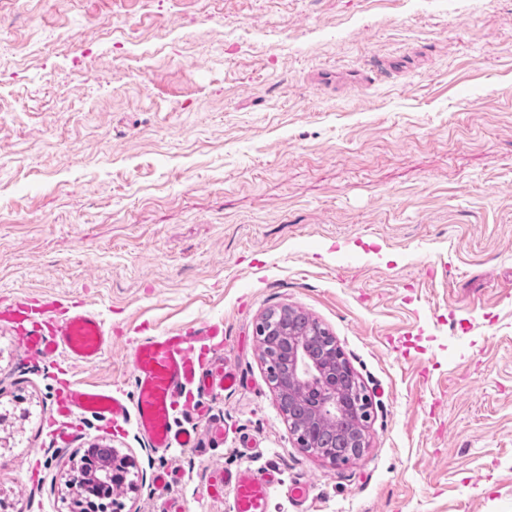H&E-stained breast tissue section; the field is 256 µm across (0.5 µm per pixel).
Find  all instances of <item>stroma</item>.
Returning a JSON list of instances; mask_svg holds the SVG:
<instances>
[{
	"label": "stroma",
	"instance_id": "obj_1",
	"mask_svg": "<svg viewBox=\"0 0 512 512\" xmlns=\"http://www.w3.org/2000/svg\"><path fill=\"white\" fill-rule=\"evenodd\" d=\"M46 295L112 334L49 364L0 320V407L29 412L0 512H72L96 443L133 464L112 512H230L209 484L244 465L310 512H512V0H0V308ZM283 306L372 399L358 458L280 410L255 326ZM203 321L240 383L176 411L196 447L90 413L55 442L64 384L131 396L132 339ZM291 311V313L283 317L278 316V318H280L291 331L297 333L299 335L297 337L303 338L304 336L301 335L303 332L312 331L314 328H316L314 334L319 333L320 330L318 328H321V326L308 314L296 309Z\"/></svg>",
	"mask_w": 512,
	"mask_h": 512
}]
</instances>
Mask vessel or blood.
<instances>
[{
    "label": "vessel or blood",
    "mask_w": 512,
    "mask_h": 512,
    "mask_svg": "<svg viewBox=\"0 0 512 512\" xmlns=\"http://www.w3.org/2000/svg\"><path fill=\"white\" fill-rule=\"evenodd\" d=\"M8 317L25 323L23 340L27 351L45 361H53L62 352L72 362L92 365L103 354L108 331L87 307H75L47 329L30 324V311L24 306L9 311ZM223 336V324L204 322L185 332L171 330L137 337L131 345L135 378L132 399L100 387L73 385L59 397L56 414L63 419L71 411L80 410L114 421L131 417L153 448L165 451L195 447V432L177 427L174 411L179 399H194L217 385L227 390L238 385L234 371L213 373L198 354L199 342H213ZM213 485L216 493L229 497L231 512H268L273 492L284 486L281 470L273 465L262 470L248 466L228 470L218 475ZM287 489L297 507L305 508L310 498L309 485L302 482Z\"/></svg>",
    "instance_id": "b4317fda"
}]
</instances>
